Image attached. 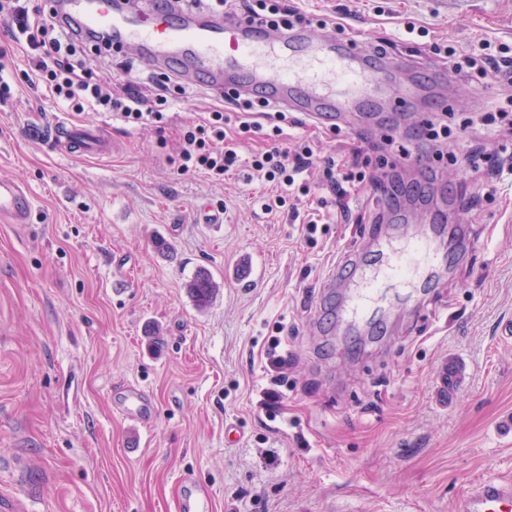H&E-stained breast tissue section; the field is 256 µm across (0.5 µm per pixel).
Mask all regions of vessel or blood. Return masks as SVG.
<instances>
[{"mask_svg": "<svg viewBox=\"0 0 512 512\" xmlns=\"http://www.w3.org/2000/svg\"><path fill=\"white\" fill-rule=\"evenodd\" d=\"M62 7L87 28L109 30L115 45L144 48L150 58L164 60L175 68L187 60L199 62L206 84L220 89L244 85L324 124L353 111L355 100L368 95L373 78L366 56L357 46L307 30L289 37L221 17L206 24L189 18L178 21L164 0H156L146 13L131 16L115 10L112 0H63ZM283 58L288 61L287 69L281 70L277 80H270L269 67ZM312 70L330 74L332 84L309 78ZM44 138L62 155H105L111 151L107 134L92 124L78 126L61 119L45 132ZM33 209L31 192L24 184L0 180V224L30 223ZM377 251L380 261L369 278L359 279L357 266L349 260L332 273L333 278L355 290L344 310L349 323L365 319L382 281L391 280L406 288L421 287L425 270L437 262L420 242L396 249L382 242ZM115 410L126 420L141 423L151 406L133 389ZM460 512H512V480H480L464 497Z\"/></svg>", "mask_w": 512, "mask_h": 512, "instance_id": "1", "label": "vessel or blood"}]
</instances>
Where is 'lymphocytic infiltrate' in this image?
I'll use <instances>...</instances> for the list:
<instances>
[{
    "mask_svg": "<svg viewBox=\"0 0 512 512\" xmlns=\"http://www.w3.org/2000/svg\"><path fill=\"white\" fill-rule=\"evenodd\" d=\"M210 9L222 10L225 18L240 20L260 28L282 32L298 26L320 30L343 31L342 23L330 18L309 15L289 0H211ZM0 32L26 53L22 75H15L0 63V100L13 97L18 83L30 89H43L64 111L81 115L87 112H108L117 120L135 128L164 129L176 93L183 86L178 73L163 78H148L146 83H113L92 77L85 58L77 49L84 41L96 49L113 50L109 34L83 28L57 8L30 7L29 0H0ZM481 54L444 43H432L433 54L446 58L448 67L467 82L498 87L512 97V47L506 44L481 43ZM306 119L287 117L266 97H242L239 92L223 93L218 105L199 121L181 130L176 151L177 169L181 173L201 172L220 181L231 169L246 165L257 179L274 184V198L265 199V211L281 209L290 220L301 221L306 237H313L319 224L348 220L345 207L348 197L366 194L374 204L398 200L411 187L401 168L408 160V150L395 146L392 137H371L356 133V140L365 143L376 155L375 172H366L357 162L356 153L319 157V140L298 136ZM471 126L470 119L455 120L453 113L443 112L416 128V140L428 142L432 153L429 163L448 162L456 165L466 161L473 172H486L496 181L512 177V149L500 145L498 151L484 154L472 152L459 157L456 145ZM258 141L259 146L248 158H241V141ZM320 167L318 187L323 195L313 208L300 212L303 197L310 193L308 176L313 167ZM263 370L272 386L265 391L270 406L281 403L282 385L288 378L290 358L288 346L273 340L264 353Z\"/></svg>",
    "mask_w": 512,
    "mask_h": 512,
    "instance_id": "1",
    "label": "lymphocytic infiltrate"
}]
</instances>
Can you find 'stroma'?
Instances as JSON below:
<instances>
[{
  "label": "stroma",
  "mask_w": 512,
  "mask_h": 512,
  "mask_svg": "<svg viewBox=\"0 0 512 512\" xmlns=\"http://www.w3.org/2000/svg\"><path fill=\"white\" fill-rule=\"evenodd\" d=\"M302 7L342 17L365 51L405 22L428 28L419 75L445 84L458 113L491 93L429 43L512 45V0ZM184 87L162 134L81 115L110 135L104 156L64 157L33 138L63 114L43 92L0 103V179L35 198L32 223L0 224V492L32 512H181L183 481L197 477L214 512H460L478 480L512 479V186L463 210L472 179L454 166L441 177L447 219L425 195L404 202L409 223L378 225L359 197L350 223L309 240L255 205L271 189L245 172L216 182L170 164L177 125L217 102ZM378 232L428 239L443 265L429 288L389 292L386 335H338L339 292L325 280ZM244 258L249 285L233 274ZM201 269L220 285L203 310L185 290ZM280 329L295 361L272 411L260 352ZM129 386L151 399L149 423L113 410Z\"/></svg>",
  "instance_id": "stroma-1"
}]
</instances>
